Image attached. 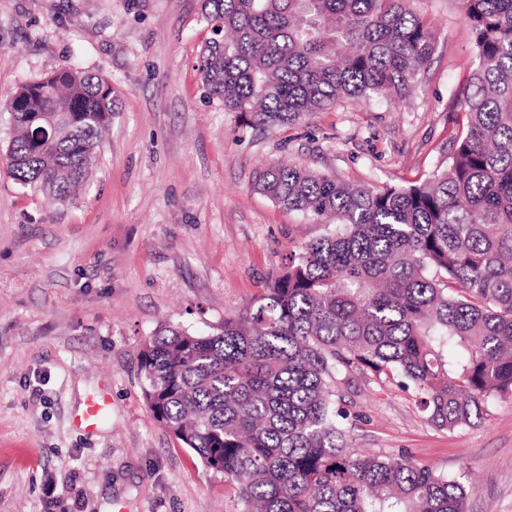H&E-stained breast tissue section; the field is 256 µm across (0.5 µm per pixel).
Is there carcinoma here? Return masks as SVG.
<instances>
[{
	"mask_svg": "<svg viewBox=\"0 0 512 512\" xmlns=\"http://www.w3.org/2000/svg\"><path fill=\"white\" fill-rule=\"evenodd\" d=\"M477 63L455 98L448 168L370 188L295 163L254 189L335 232L198 335L161 325L140 352L154 418L239 488L240 512H466L461 481L351 447L340 385L397 379L454 431L512 395V0H460ZM221 31L197 59L205 96L244 127L292 126L343 99L406 100L434 54L410 0H203ZM3 151L58 203L91 174L112 85L63 68L18 87Z\"/></svg>",
	"mask_w": 512,
	"mask_h": 512,
	"instance_id": "obj_1",
	"label": "carcinoma"
}]
</instances>
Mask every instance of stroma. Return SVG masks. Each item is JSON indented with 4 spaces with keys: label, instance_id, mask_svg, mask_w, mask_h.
Masks as SVG:
<instances>
[{
    "label": "stroma",
    "instance_id": "stroma-1",
    "mask_svg": "<svg viewBox=\"0 0 512 512\" xmlns=\"http://www.w3.org/2000/svg\"><path fill=\"white\" fill-rule=\"evenodd\" d=\"M202 0H0L5 102L77 66L112 84V125L76 199L50 205L0 161V512H239L238 487L153 417L139 354L163 323L207 334L249 305L286 257L334 232L253 188L287 160L371 187L448 166L459 81L475 60L459 0H413L436 33L403 103L346 100L304 121L243 130L205 97ZM350 443L409 455L470 485L467 512H512V395L449 432L415 393L351 375ZM107 406L92 431L73 420Z\"/></svg>",
    "mask_w": 512,
    "mask_h": 512
}]
</instances>
